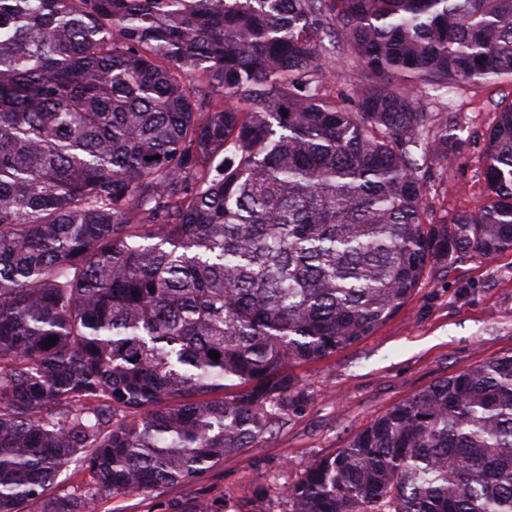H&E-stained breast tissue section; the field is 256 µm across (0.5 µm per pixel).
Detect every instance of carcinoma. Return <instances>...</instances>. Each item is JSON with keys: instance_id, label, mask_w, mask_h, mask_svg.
Returning <instances> with one entry per match:
<instances>
[{"instance_id": "1", "label": "carcinoma", "mask_w": 512, "mask_h": 512, "mask_svg": "<svg viewBox=\"0 0 512 512\" xmlns=\"http://www.w3.org/2000/svg\"><path fill=\"white\" fill-rule=\"evenodd\" d=\"M490 79L512 80V0H0V512L190 482L283 424L288 362L511 251L512 104L484 204L435 224L424 201L460 153L426 99ZM77 454L91 491L44 500ZM288 498L512 512V356L395 406ZM328 78L331 81V87L335 91L347 93L350 89V83L354 80L358 70L356 60L347 55L343 50L341 38H336V43L325 40Z\"/></svg>"}]
</instances>
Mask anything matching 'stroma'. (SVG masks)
<instances>
[{"label": "stroma", "instance_id": "stroma-1", "mask_svg": "<svg viewBox=\"0 0 512 512\" xmlns=\"http://www.w3.org/2000/svg\"><path fill=\"white\" fill-rule=\"evenodd\" d=\"M446 100L467 146L431 173L425 202L440 223L483 203L485 139L499 108L512 103V81L467 84ZM510 355L512 251L463 259L429 275L370 336L316 363H288L305 397L259 446L226 454L187 484L100 497L95 512H180L195 499L239 512H291L287 491L311 464L438 380Z\"/></svg>", "mask_w": 512, "mask_h": 512}]
</instances>
